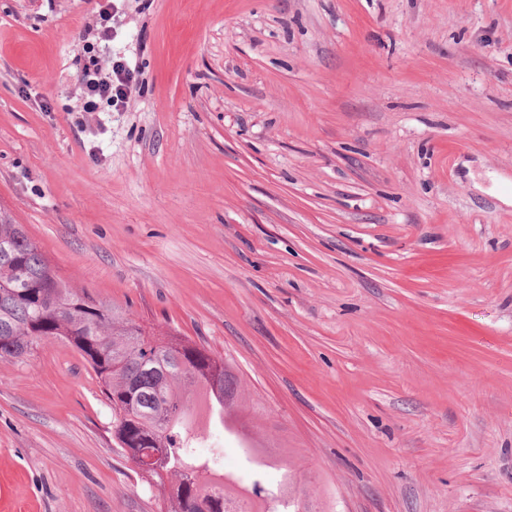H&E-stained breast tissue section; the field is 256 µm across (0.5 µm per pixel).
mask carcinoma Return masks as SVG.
<instances>
[{
  "mask_svg": "<svg viewBox=\"0 0 512 512\" xmlns=\"http://www.w3.org/2000/svg\"><path fill=\"white\" fill-rule=\"evenodd\" d=\"M73 347L100 379L112 405V432L128 459L157 456L160 470H140L158 489L163 512H309L265 474L268 458L245 449L251 488L218 468L219 452L198 446L210 433L197 419L229 417L238 399L231 366L202 346L167 336L153 340L128 313L70 287L21 224L0 219V359L42 343Z\"/></svg>",
  "mask_w": 512,
  "mask_h": 512,
  "instance_id": "1",
  "label": "carcinoma"
}]
</instances>
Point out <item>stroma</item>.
Listing matches in <instances>:
<instances>
[{
  "mask_svg": "<svg viewBox=\"0 0 512 512\" xmlns=\"http://www.w3.org/2000/svg\"><path fill=\"white\" fill-rule=\"evenodd\" d=\"M0 0V218L238 378L312 512H512V0ZM81 355L0 359V512H160ZM98 46L86 45L87 61L77 76L81 87V112H97L98 101L106 100L116 110L125 108L129 96L137 87L135 72L123 60L111 63L105 72L99 67L96 53Z\"/></svg>",
  "mask_w": 512,
  "mask_h": 512,
  "instance_id": "35a3bbf8",
  "label": "stroma"
}]
</instances>
